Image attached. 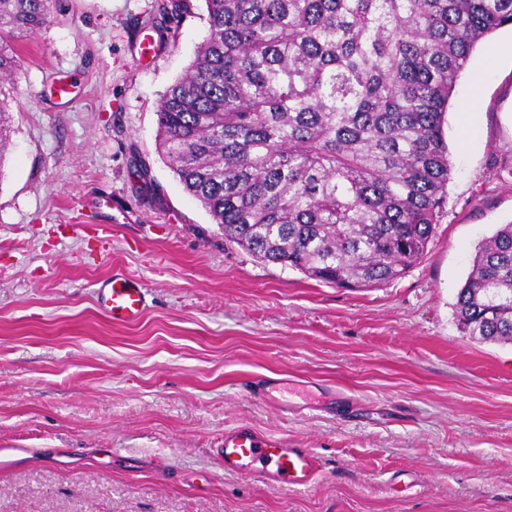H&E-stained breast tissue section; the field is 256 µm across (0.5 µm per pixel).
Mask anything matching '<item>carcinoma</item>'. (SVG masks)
I'll return each instance as SVG.
<instances>
[{
  "label": "carcinoma",
  "mask_w": 512,
  "mask_h": 512,
  "mask_svg": "<svg viewBox=\"0 0 512 512\" xmlns=\"http://www.w3.org/2000/svg\"><path fill=\"white\" fill-rule=\"evenodd\" d=\"M208 30L156 109L184 190L257 258L376 288L429 250L451 175L445 116L512 0H204ZM51 0H0V178L15 34ZM461 332L512 342V221L478 244Z\"/></svg>",
  "instance_id": "obj_1"
}]
</instances>
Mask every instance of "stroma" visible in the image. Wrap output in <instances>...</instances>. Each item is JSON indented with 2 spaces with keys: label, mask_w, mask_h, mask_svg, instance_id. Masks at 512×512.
<instances>
[{
  "label": "stroma",
  "mask_w": 512,
  "mask_h": 512,
  "mask_svg": "<svg viewBox=\"0 0 512 512\" xmlns=\"http://www.w3.org/2000/svg\"><path fill=\"white\" fill-rule=\"evenodd\" d=\"M154 5L53 0L13 42L0 512H512V343L463 334L454 308L478 243L512 221V28L476 47L451 97L427 255L338 288L226 240L167 166L156 105L207 12L190 0L161 33ZM115 272L148 290L136 322L96 308ZM259 378L286 383L287 409L251 391ZM242 423L311 449L313 482L225 473L216 450Z\"/></svg>",
  "instance_id": "obj_1"
}]
</instances>
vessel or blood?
<instances>
[{
    "label": "vessel or blood",
    "instance_id": "obj_1",
    "mask_svg": "<svg viewBox=\"0 0 512 512\" xmlns=\"http://www.w3.org/2000/svg\"><path fill=\"white\" fill-rule=\"evenodd\" d=\"M97 304L112 323L134 322L146 309V289L140 279L114 273L98 288ZM217 454L225 472L259 478L274 490L308 485L316 469L311 449L290 447L287 439L261 434L247 424L225 430Z\"/></svg>",
    "mask_w": 512,
    "mask_h": 512
}]
</instances>
